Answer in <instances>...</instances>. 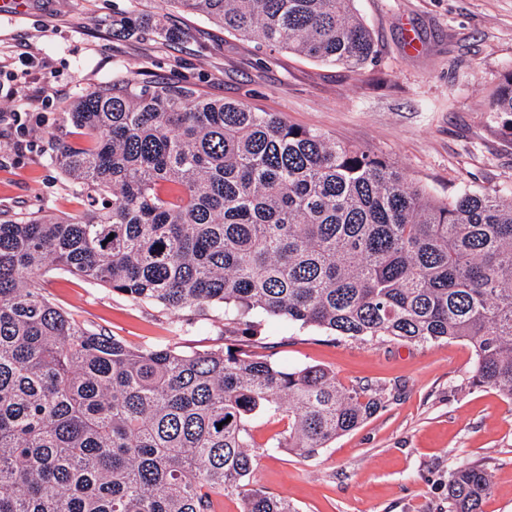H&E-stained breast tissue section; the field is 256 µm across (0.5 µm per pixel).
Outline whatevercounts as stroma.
<instances>
[{
    "mask_svg": "<svg viewBox=\"0 0 512 512\" xmlns=\"http://www.w3.org/2000/svg\"><path fill=\"white\" fill-rule=\"evenodd\" d=\"M4 2L0 221L80 211L52 159L55 137L77 135L63 110L129 76L187 82L368 147L440 197L464 187L512 192V137L488 110L512 70V0H354L378 48L358 74L228 35L171 0ZM41 284L76 320L130 347L190 353L225 344L220 319L189 323L58 269ZM258 334L282 364L329 369L346 387L383 391L386 404L312 457H262L257 487L299 512H448V473L464 460L492 474L484 512H512V401L470 387V345L353 340L269 323Z\"/></svg>",
    "mask_w": 512,
    "mask_h": 512,
    "instance_id": "stroma-1",
    "label": "stroma"
}]
</instances>
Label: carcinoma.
<instances>
[{"mask_svg":"<svg viewBox=\"0 0 512 512\" xmlns=\"http://www.w3.org/2000/svg\"><path fill=\"white\" fill-rule=\"evenodd\" d=\"M171 2L351 73L377 55L354 0ZM488 111L512 135V71ZM64 122L83 141L54 139V161L82 211L0 221V512H211L214 494L298 512L253 486L260 450L311 457L385 403L242 347L131 348L48 300L52 264L138 304L222 313L226 334L466 341L469 384L512 401V194L435 197L369 149L189 83L99 86ZM492 487L487 468L456 466L448 512H483Z\"/></svg>","mask_w":512,"mask_h":512,"instance_id":"cac0c4a2","label":"carcinoma"}]
</instances>
